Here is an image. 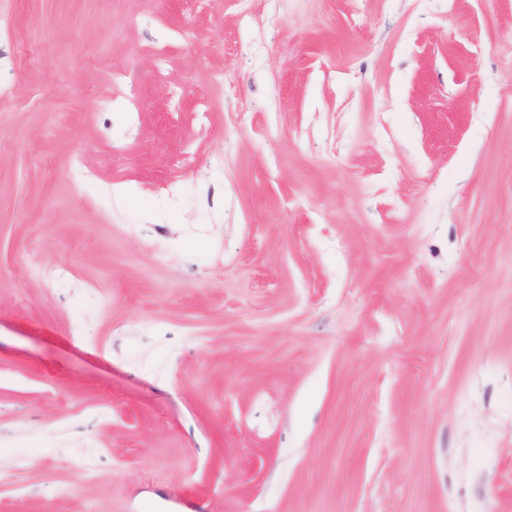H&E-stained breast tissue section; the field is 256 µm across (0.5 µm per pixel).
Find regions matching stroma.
<instances>
[{"label":"stroma","mask_w":512,"mask_h":512,"mask_svg":"<svg viewBox=\"0 0 512 512\" xmlns=\"http://www.w3.org/2000/svg\"><path fill=\"white\" fill-rule=\"evenodd\" d=\"M14 465L0 512H512V0H0Z\"/></svg>","instance_id":"1"}]
</instances>
